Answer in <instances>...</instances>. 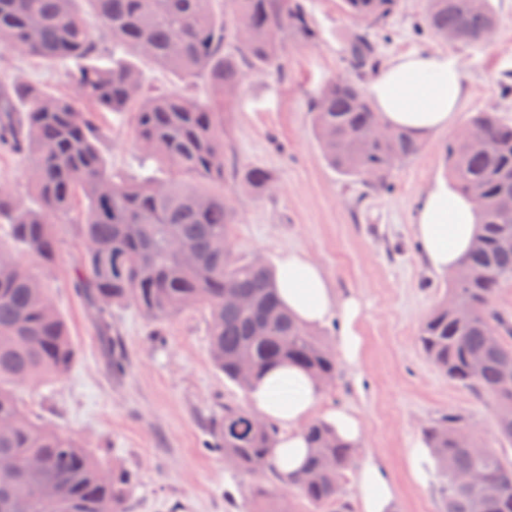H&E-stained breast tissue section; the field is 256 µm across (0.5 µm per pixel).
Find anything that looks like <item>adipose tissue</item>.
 Listing matches in <instances>:
<instances>
[{
  "label": "adipose tissue",
  "mask_w": 512,
  "mask_h": 512,
  "mask_svg": "<svg viewBox=\"0 0 512 512\" xmlns=\"http://www.w3.org/2000/svg\"><path fill=\"white\" fill-rule=\"evenodd\" d=\"M467 93L461 68L442 52L414 51L391 59L367 85V94L384 123L424 141L447 129ZM479 230L474 201L448 180H435L423 195L413 221L422 255L436 274L456 270ZM283 306L300 324L315 328L333 318L342 321L337 343L344 360L356 363L362 340L356 329L360 307L341 297L322 267L301 250L282 253L272 268ZM253 413L274 425L278 434L268 463L280 483L291 486L301 474L309 448L304 428L320 418L351 447L362 444V419L345 408H323L324 388L306 370L280 364L253 381L246 392ZM358 512H393L395 489L382 464L366 458L356 474Z\"/></svg>",
  "instance_id": "obj_1"
}]
</instances>
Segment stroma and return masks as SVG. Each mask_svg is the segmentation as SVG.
I'll list each match as a JSON object with an SVG mask.
<instances>
[{
  "instance_id": "1",
  "label": "stroma",
  "mask_w": 512,
  "mask_h": 512,
  "mask_svg": "<svg viewBox=\"0 0 512 512\" xmlns=\"http://www.w3.org/2000/svg\"><path fill=\"white\" fill-rule=\"evenodd\" d=\"M492 5L497 25L481 45H451L427 34V0H400L372 29L381 59L440 51L461 67L468 86L454 123L396 166L387 191L369 194L340 176L323 160L311 130L310 103L324 84L346 75L345 40L361 26L340 0H307L319 43L289 44L280 71L248 75L224 109L230 163L262 167L273 177L262 196L240 192L234 198L235 255L271 264L284 250H304L341 294L355 295L361 305L360 361L339 364L324 403L361 416L365 437L354 459L372 455L385 462L396 489L394 512H438L441 478L432 457H422L419 480L410 457L423 441V427L443 413L466 415L487 447L512 457V447H502L496 437L490 405L443 377L418 347V328L446 280L427 268L412 232L423 193L436 177L449 174L447 146L459 127L480 110L512 121V96L501 93L504 83H512V0ZM13 77L71 92L60 70L0 54V80ZM104 118L102 150L113 171L133 173L131 121L109 112ZM80 215L76 206L58 219L60 256L44 275L77 360L62 378L19 388L25 409L56 424L105 464L134 475L127 512H251L256 484L274 490L295 512H312L294 488L236 473L207 449L211 418L224 405H245L246 393L211 362L205 310L189 309L158 324L126 306L113 311L111 328L98 324L72 286L86 252L77 229ZM116 337L128 358L121 375L111 369Z\"/></svg>"
}]
</instances>
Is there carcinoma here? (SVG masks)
<instances>
[{
	"label": "carcinoma",
	"instance_id": "carcinoma-1",
	"mask_svg": "<svg viewBox=\"0 0 512 512\" xmlns=\"http://www.w3.org/2000/svg\"><path fill=\"white\" fill-rule=\"evenodd\" d=\"M0 0V50L35 64L64 68L76 99L31 80L0 85V153L29 161L27 181L37 206L0 189V228L17 248L0 245V460L12 461L19 479L0 486V512H127L131 474L109 470L89 450L50 422L30 417L15 391L34 380L58 378L75 359V346L41 277L21 259L48 269L59 258L53 221L76 201L83 204L80 233L87 249L74 288L97 320L131 305L163 322L186 309L209 315V356L224 377L245 390L274 363H295L325 385L335 383L336 356L324 339L299 325L277 301L269 264L238 259L230 245L236 210L224 193L225 91L240 88L250 73L279 66L288 42L312 44L319 32L305 0ZM350 17L384 21L399 0H342ZM102 28L95 31L87 14ZM496 27L491 0H427L426 32L453 44L487 42ZM346 58L354 72L322 87L312 101V128L326 163L369 190L387 189L392 169L422 150L405 133L388 129L370 140L383 120L366 95L362 77L379 69L380 56L367 30L352 32ZM144 61L188 83L202 81L203 98L177 89L149 91L137 62ZM131 112L140 173L118 177L101 150L96 113ZM468 124L478 144H448L456 189L477 203L479 232L469 253L421 323L419 346L446 378L490 400L498 440L512 445V319L494 299L512 283V122L496 111H478ZM169 171L164 178L156 169ZM235 187L255 196L272 182L261 167L232 170ZM243 296L249 305L225 300ZM471 312L457 319L459 308ZM251 373H239L241 362ZM127 365L112 341L111 368ZM461 416L445 414L423 428L443 476L441 512H512V460L483 449L476 431L461 432ZM311 456L294 488L315 512H352L344 485L353 448L336 440L319 420L305 428ZM276 429L239 405L224 406L214 420L211 449L224 465L245 475L271 472L265 465ZM479 472L497 487L496 497L457 478ZM317 473L310 481L307 475ZM253 512H290L273 491H254Z\"/></svg>",
	"mask_w": 512,
	"mask_h": 512
}]
</instances>
